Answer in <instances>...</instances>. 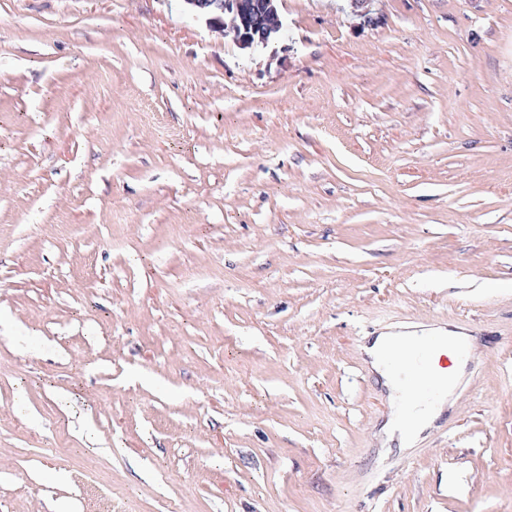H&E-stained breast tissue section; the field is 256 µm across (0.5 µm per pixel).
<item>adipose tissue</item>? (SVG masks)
I'll return each mask as SVG.
<instances>
[{
	"label": "adipose tissue",
	"mask_w": 512,
	"mask_h": 512,
	"mask_svg": "<svg viewBox=\"0 0 512 512\" xmlns=\"http://www.w3.org/2000/svg\"><path fill=\"white\" fill-rule=\"evenodd\" d=\"M436 334L441 338L442 345L434 362H441L442 358H450L451 364L447 368L448 386L437 393L431 400L426 401L412 416H404L403 410L407 402V395L403 390V383L391 369L384 358V351L394 344H416L419 336L414 332L391 331L368 339L364 351L369 359L372 371L380 378L386 389V400L389 407L387 417L382 424L378 439L384 450L398 449L406 451L413 448L422 435L429 430L434 422L445 410L450 398L457 387L458 379L466 366L469 357L465 354L455 353L451 342L457 339V332L437 329Z\"/></svg>",
	"instance_id": "obj_1"
}]
</instances>
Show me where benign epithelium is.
Here are the masks:
<instances>
[{
    "instance_id": "obj_1",
    "label": "benign epithelium",
    "mask_w": 512,
    "mask_h": 512,
    "mask_svg": "<svg viewBox=\"0 0 512 512\" xmlns=\"http://www.w3.org/2000/svg\"><path fill=\"white\" fill-rule=\"evenodd\" d=\"M187 10L224 33L242 50L266 47L281 37L279 0H184Z\"/></svg>"
}]
</instances>
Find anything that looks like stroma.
Returning a JSON list of instances; mask_svg holds the SVG:
<instances>
[{
	"instance_id": "1",
	"label": "stroma",
	"mask_w": 512,
	"mask_h": 512,
	"mask_svg": "<svg viewBox=\"0 0 512 512\" xmlns=\"http://www.w3.org/2000/svg\"><path fill=\"white\" fill-rule=\"evenodd\" d=\"M372 9L0 0V512H512V0ZM442 324L380 454L362 345ZM280 0H184L187 10L224 33L241 50L267 47L281 37ZM269 14L273 22H263ZM434 334L437 336L433 337L442 339V345L432 359V366L447 373L448 387L423 403L412 416L407 418L403 415L407 402L403 384L412 392L414 402L427 399L432 393L447 385V379L434 374L428 367L429 355L437 348L436 340L428 339L415 346L396 347L387 351L389 360L399 367L401 381L385 360L384 351L393 344L414 345L421 336L417 332L391 331L370 339L366 337L364 351L369 358L370 368L381 379L387 391L386 400L389 411L378 433L380 446L386 451L397 448L398 451L405 452L413 448L441 416L447 404H453L449 399L453 396L460 374L474 351V343L466 352L463 344H457V352H465L459 355L455 353L451 341L461 339L460 336L463 334L446 331L443 328L435 330ZM444 355L448 356L452 362V365L446 369L439 367V362Z\"/></svg>"
}]
</instances>
